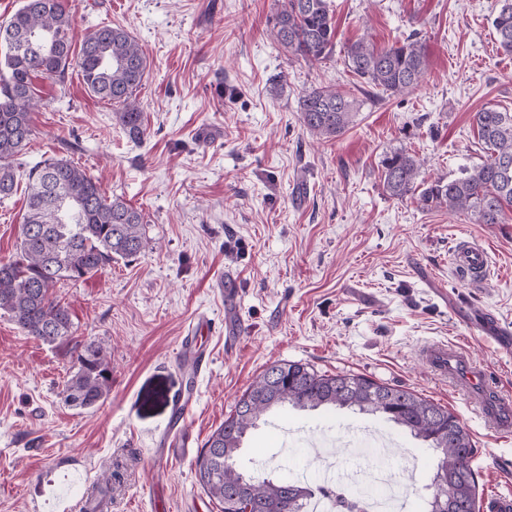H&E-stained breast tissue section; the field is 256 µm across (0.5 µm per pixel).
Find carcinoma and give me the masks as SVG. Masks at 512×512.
Segmentation results:
<instances>
[{"label": "carcinoma", "instance_id": "cac0c4a2", "mask_svg": "<svg viewBox=\"0 0 512 512\" xmlns=\"http://www.w3.org/2000/svg\"><path fill=\"white\" fill-rule=\"evenodd\" d=\"M270 27L273 39L311 63L328 60L336 24L328 0H282ZM17 36L0 42V200L26 180V209L17 253L0 262V311L27 335L50 345L74 344L77 366L64 384V402L90 409L107 398L112 368L107 350L93 341L74 340L67 303L56 291L62 280L78 281L149 249L141 209L109 197L101 181L67 158H51L22 171L15 157L34 135L31 111L39 97L34 80L64 82L81 77L93 97L120 107L118 124L134 140L144 135L137 93L148 70L138 41L124 28L101 25L80 36L79 52L64 0H22L3 22ZM499 48L512 55V0H500L492 20ZM345 62L362 84L392 96L415 88L426 69L424 47L415 35L383 47L358 40ZM359 101L350 91L313 88L299 99L303 125L310 133L334 139L354 123ZM473 125L486 160L445 181L417 190V162L404 150L382 161L389 195L419 191L426 208L446 207L475 224H503L512 210V112L488 107L474 113ZM290 405L300 410L352 409L379 415L420 439L434 459L423 512H476L474 448L464 425L448 408L402 387L377 383L358 374L327 375L300 361L275 362L242 394L232 413L206 441L195 462L201 488L221 512H303L313 490L306 483L254 476L239 462L240 442L267 413ZM105 488L93 512L111 500L112 467L103 472ZM339 512H361L371 487L352 491L320 487Z\"/></svg>", "mask_w": 512, "mask_h": 512}]
</instances>
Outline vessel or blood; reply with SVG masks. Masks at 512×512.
<instances>
[{
    "label": "vessel or blood",
    "mask_w": 512,
    "mask_h": 512,
    "mask_svg": "<svg viewBox=\"0 0 512 512\" xmlns=\"http://www.w3.org/2000/svg\"><path fill=\"white\" fill-rule=\"evenodd\" d=\"M454 264L465 281L476 285L488 272V255L480 243L464 241L454 250ZM218 286L224 296V340L231 344L237 340L241 327L237 283L234 277L229 276L219 281ZM209 329L208 317H199L179 344L180 356L197 371L206 369L210 363L202 342ZM420 356L431 374L469 395L488 427L501 434H512V394L493 385L464 348L445 342H429L423 345ZM190 408L189 397L182 394L173 396L165 435L159 440V447L184 445L183 431Z\"/></svg>",
    "instance_id": "obj_1"
}]
</instances>
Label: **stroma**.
Wrapping results in <instances>:
<instances>
[{
  "label": "stroma",
  "instance_id": "35a3bbf8",
  "mask_svg": "<svg viewBox=\"0 0 512 512\" xmlns=\"http://www.w3.org/2000/svg\"><path fill=\"white\" fill-rule=\"evenodd\" d=\"M336 46L312 65L269 34L279 0H69L75 34L100 24L128 30L149 72L138 93L142 140L128 138L112 106L64 83L36 80L43 100L22 150L27 165L67 157L100 177L108 196L142 209L155 248L77 282L63 281L74 335L106 348L112 387L81 410L62 398L76 365L71 346H48L0 313V512H61L112 466L111 512H220L197 482L195 461L211 433L271 363L301 361L400 385L446 406L477 453L479 497L512 493V437L488 429L466 397L421 366L430 341L465 347L512 390V215L475 224L417 194L390 196L381 161L404 150L420 164L418 187L485 158L474 112L512 110V55L499 49L498 0H329ZM418 34L427 55L419 85L399 95H360L353 125L334 140L312 137L298 100L316 87L355 90L348 43L379 47ZM25 198L0 200V260L21 234ZM488 252L486 279L467 285L452 258L459 241ZM238 278L244 332L224 341L225 273ZM208 314L211 363L193 374L182 336ZM195 387L185 424L189 453L158 458L153 441L169 400ZM383 429L394 473L418 512L432 460L384 419L349 411L292 414L248 434L260 473L317 481L312 436Z\"/></svg>",
  "mask_w": 512,
  "mask_h": 512
}]
</instances>
